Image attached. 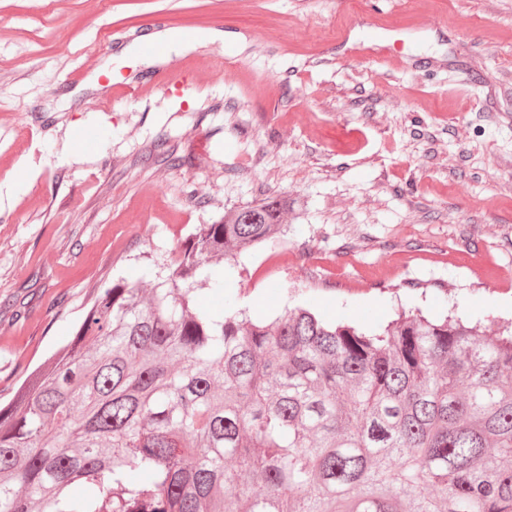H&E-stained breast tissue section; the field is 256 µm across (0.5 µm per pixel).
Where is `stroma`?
Wrapping results in <instances>:
<instances>
[{
  "instance_id": "1",
  "label": "stroma",
  "mask_w": 512,
  "mask_h": 512,
  "mask_svg": "<svg viewBox=\"0 0 512 512\" xmlns=\"http://www.w3.org/2000/svg\"><path fill=\"white\" fill-rule=\"evenodd\" d=\"M164 28L225 39L146 65ZM373 37L383 57L349 53ZM276 194L287 235L212 310L512 323V280L446 261L512 270V0H0V399L96 285L150 290L196 227Z\"/></svg>"
}]
</instances>
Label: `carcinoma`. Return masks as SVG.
Returning <instances> with one entry per match:
<instances>
[{
	"label": "carcinoma",
	"instance_id": "1",
	"mask_svg": "<svg viewBox=\"0 0 512 512\" xmlns=\"http://www.w3.org/2000/svg\"><path fill=\"white\" fill-rule=\"evenodd\" d=\"M286 212L199 225L147 295L98 289L0 404V512H512V327L199 302Z\"/></svg>",
	"mask_w": 512,
	"mask_h": 512
}]
</instances>
